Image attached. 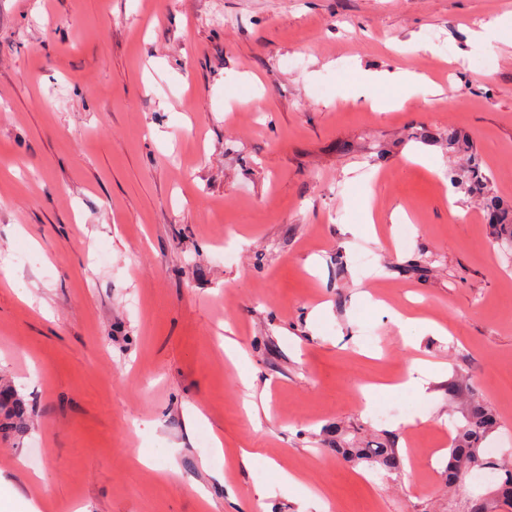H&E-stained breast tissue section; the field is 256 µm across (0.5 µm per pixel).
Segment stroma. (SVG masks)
<instances>
[{
    "label": "stroma",
    "instance_id": "1",
    "mask_svg": "<svg viewBox=\"0 0 512 512\" xmlns=\"http://www.w3.org/2000/svg\"><path fill=\"white\" fill-rule=\"evenodd\" d=\"M511 12L0 0V276L16 281L0 287V382L28 409L24 434L0 430V512L20 496L39 512H454L431 463L462 420L452 386L496 415L484 455L512 465V250L452 187L463 162L444 139L469 133L512 203V47L473 38ZM366 70L443 93L377 111ZM366 201L375 240L347 230ZM417 359L435 366L426 397L360 399ZM340 431L393 441L401 469L336 457ZM250 448L262 458L238 466Z\"/></svg>",
    "mask_w": 512,
    "mask_h": 512
}]
</instances>
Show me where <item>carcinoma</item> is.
I'll return each instance as SVG.
<instances>
[{
	"label": "carcinoma",
	"mask_w": 512,
	"mask_h": 512,
	"mask_svg": "<svg viewBox=\"0 0 512 512\" xmlns=\"http://www.w3.org/2000/svg\"><path fill=\"white\" fill-rule=\"evenodd\" d=\"M448 150L462 152L467 156L466 167L459 177L452 179L454 187L470 197L483 201L486 217L496 230L498 243L512 249V206L501 202L490 194L491 174L478 156L474 141L460 130L450 127L445 133ZM0 411L14 420L15 428L24 427L26 409L20 399L7 388H0ZM493 413L474 397L466 400L463 422L456 426V436L449 448L448 462L444 472V485L448 489L460 487L461 480L476 469H498V464L483 455L481 445L496 428ZM336 454L354 466L381 468L388 472L401 466L393 444L385 443L376 447L362 446L357 439L346 438L336 431ZM505 478L495 492L486 499L475 500L474 512H503L506 503L512 504V469L503 466Z\"/></svg>",
	"instance_id": "carcinoma-1"
}]
</instances>
